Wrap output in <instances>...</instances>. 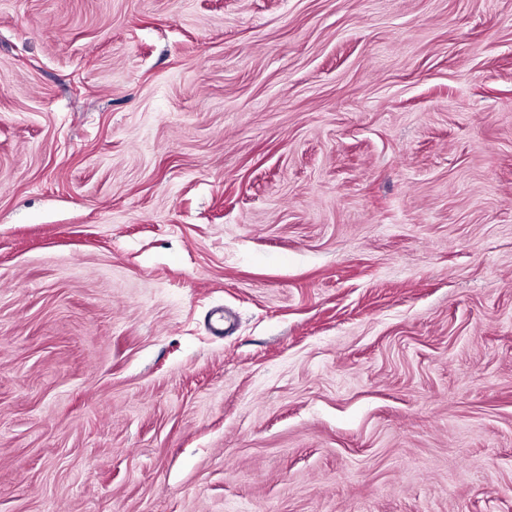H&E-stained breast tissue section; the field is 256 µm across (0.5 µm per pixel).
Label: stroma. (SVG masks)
<instances>
[{
	"label": "stroma",
	"mask_w": 512,
	"mask_h": 512,
	"mask_svg": "<svg viewBox=\"0 0 512 512\" xmlns=\"http://www.w3.org/2000/svg\"><path fill=\"white\" fill-rule=\"evenodd\" d=\"M0 512H512V0H0Z\"/></svg>",
	"instance_id": "stroma-1"
}]
</instances>
